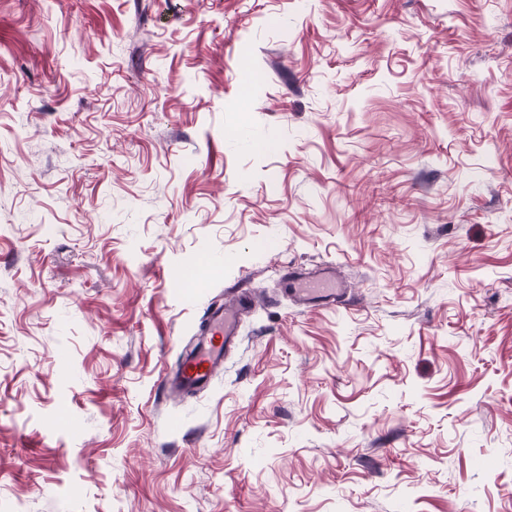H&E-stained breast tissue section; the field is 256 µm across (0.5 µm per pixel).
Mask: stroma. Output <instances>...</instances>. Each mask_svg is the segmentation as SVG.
Wrapping results in <instances>:
<instances>
[{
  "instance_id": "35a3bbf8",
  "label": "stroma",
  "mask_w": 512,
  "mask_h": 512,
  "mask_svg": "<svg viewBox=\"0 0 512 512\" xmlns=\"http://www.w3.org/2000/svg\"><path fill=\"white\" fill-rule=\"evenodd\" d=\"M0 512H512V0H0ZM283 279L288 281L289 288H285L287 294L304 306L335 307L336 299L347 294L343 284L336 280V271L331 266L307 276L287 268ZM253 306L250 288H238L230 303L212 305L201 329V338L188 352L172 376L161 380V387L178 393H193L208 385L224 363V356L236 345L241 317Z\"/></svg>"
}]
</instances>
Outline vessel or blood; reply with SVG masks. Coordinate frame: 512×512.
Instances as JSON below:
<instances>
[{
	"label": "vessel or blood",
	"mask_w": 512,
	"mask_h": 512,
	"mask_svg": "<svg viewBox=\"0 0 512 512\" xmlns=\"http://www.w3.org/2000/svg\"><path fill=\"white\" fill-rule=\"evenodd\" d=\"M287 293L297 303L311 307L335 306L346 288L336 279V271L327 266L303 276L293 271L283 275ZM253 306L252 291L237 289L231 302L212 305L201 330V338L182 359L174 375L163 377L161 385L178 393H193L208 385L224 362L226 352L235 346L240 334V320Z\"/></svg>",
	"instance_id": "obj_1"
}]
</instances>
